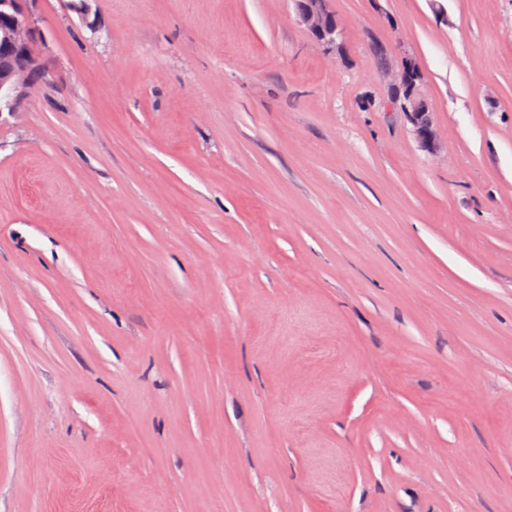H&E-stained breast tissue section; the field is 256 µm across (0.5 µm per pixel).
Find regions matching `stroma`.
<instances>
[{"label": "stroma", "instance_id": "1", "mask_svg": "<svg viewBox=\"0 0 512 512\" xmlns=\"http://www.w3.org/2000/svg\"><path fill=\"white\" fill-rule=\"evenodd\" d=\"M327 6L25 0L0 512H512V0ZM298 21L318 45L336 44L339 25L325 9L324 0H293ZM406 67L396 73L390 82L395 93L391 101L384 103L388 111L394 107L404 112L413 129V134L420 145L426 150H435L440 145L439 131L434 127L425 100L421 97L418 81L421 71L415 61L405 60ZM403 63V64H404Z\"/></svg>", "mask_w": 512, "mask_h": 512}]
</instances>
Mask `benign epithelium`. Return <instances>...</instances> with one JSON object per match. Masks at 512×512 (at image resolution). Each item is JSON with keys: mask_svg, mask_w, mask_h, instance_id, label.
<instances>
[{"mask_svg": "<svg viewBox=\"0 0 512 512\" xmlns=\"http://www.w3.org/2000/svg\"><path fill=\"white\" fill-rule=\"evenodd\" d=\"M298 21L319 45L336 43L339 25L325 9L324 0H293ZM21 0H0V102L5 111H22L35 74L45 73L39 59L31 51L34 38V19L21 7ZM406 67L396 73L390 82L395 93L384 108H398L404 112L413 127L420 145L434 150L440 145L439 131L434 127L425 100L421 97L418 81L421 71L415 61L405 60Z\"/></svg>", "mask_w": 512, "mask_h": 512, "instance_id": "benign-epithelium-1", "label": "benign epithelium"}]
</instances>
